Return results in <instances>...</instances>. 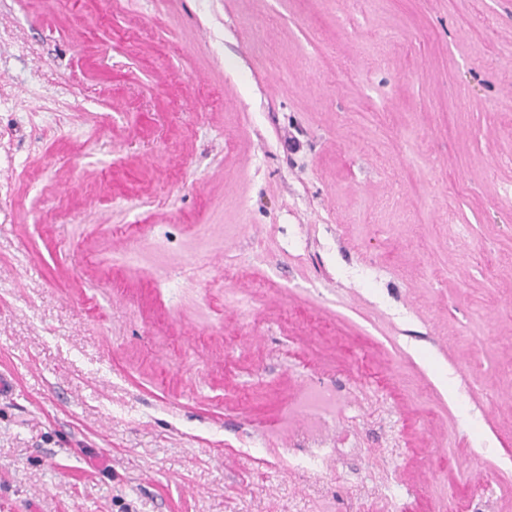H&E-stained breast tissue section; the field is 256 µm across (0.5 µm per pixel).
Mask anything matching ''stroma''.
Instances as JSON below:
<instances>
[{
  "instance_id": "stroma-1",
  "label": "stroma",
  "mask_w": 512,
  "mask_h": 512,
  "mask_svg": "<svg viewBox=\"0 0 512 512\" xmlns=\"http://www.w3.org/2000/svg\"><path fill=\"white\" fill-rule=\"evenodd\" d=\"M0 373V512H512V0H0Z\"/></svg>"
}]
</instances>
